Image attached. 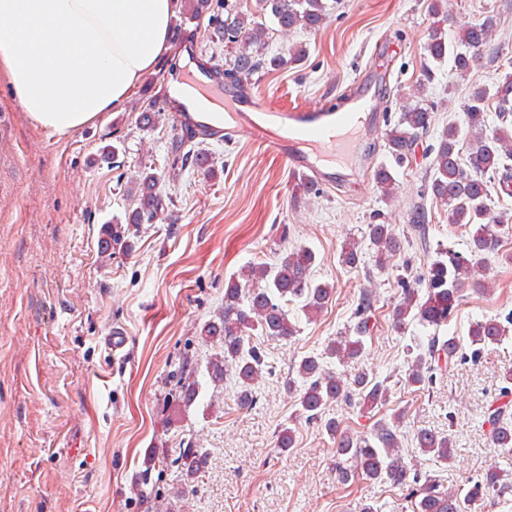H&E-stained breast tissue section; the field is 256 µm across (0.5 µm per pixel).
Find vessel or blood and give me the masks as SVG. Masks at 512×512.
<instances>
[{"mask_svg": "<svg viewBox=\"0 0 512 512\" xmlns=\"http://www.w3.org/2000/svg\"><path fill=\"white\" fill-rule=\"evenodd\" d=\"M198 91L223 104V112L202 109L194 98ZM381 104V99L368 96L356 81L337 101L313 107L277 106L248 79L226 92L219 69L201 60L178 75L162 100L175 132L190 128L203 140L221 142L250 135L290 170L329 187L339 178L337 165L351 157L358 133Z\"/></svg>", "mask_w": 512, "mask_h": 512, "instance_id": "b4317fda", "label": "vessel or blood"}]
</instances>
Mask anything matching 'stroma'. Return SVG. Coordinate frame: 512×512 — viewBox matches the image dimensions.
Masks as SVG:
<instances>
[{
	"mask_svg": "<svg viewBox=\"0 0 512 512\" xmlns=\"http://www.w3.org/2000/svg\"><path fill=\"white\" fill-rule=\"evenodd\" d=\"M327 3L324 26L296 38L308 49L303 63L259 72L253 81L276 105L337 99L383 47L391 89L376 82L367 89L386 93L389 109L368 128L356 173L298 199L296 175L248 138L197 144L214 170L190 165L165 184L175 201L174 223L131 228V250H113L108 258L101 252L102 227L124 220L132 207L121 180L136 179L146 167L165 171L174 137L166 115L153 130H141V110L163 95L191 55L220 59L223 50H211L207 25H198L192 51L169 45L121 106L64 135L31 121L0 75V512H360L366 503L382 512H412L406 490L369 479L341 485L332 441L297 417L296 396L284 385L294 362L321 352L353 324L366 289L377 296L375 326L362 357L341 365L340 373L364 370L388 381L385 411H404L406 450H414L419 429L451 435V460L418 458L421 470L444 485L459 488L491 467H506L483 413L512 367V339L478 361L455 363L432 389L415 392L405 382L407 347L427 331L413 324L398 333L391 313L400 276L420 272L431 254L405 244L382 272L345 267L338 256L344 241L360 237L369 224L409 235L410 214L419 205L428 211L431 243L466 250L470 228L449 223L446 206L425 191L427 148L448 123H461L469 86L498 77L494 56H512V0H441L448 35H456L460 22L489 14L497 27L485 60L456 92L448 90L450 62L437 69L426 93L437 119L401 163L387 150L386 131L423 77L430 0ZM108 144L119 149L116 163L99 158ZM382 167L398 184L390 202L375 181ZM293 246L316 253L313 274L334 284L332 302L315 320L300 321L292 341L265 342L274 371L259 383L254 409L236 407L232 385H206L181 422L169 425L171 374L183 357L202 366L213 354L199 332L222 306L225 280ZM485 268L492 291L464 288L443 335L463 338L473 322L512 312V263L493 255ZM114 332L127 338L118 353L104 344ZM282 425L293 428L296 439L284 455L275 449ZM184 439L207 450L210 463L179 498L180 481L163 459ZM150 455L155 492L141 498L132 487Z\"/></svg>",
	"mask_w": 512,
	"mask_h": 512,
	"instance_id": "stroma-1",
	"label": "stroma"
}]
</instances>
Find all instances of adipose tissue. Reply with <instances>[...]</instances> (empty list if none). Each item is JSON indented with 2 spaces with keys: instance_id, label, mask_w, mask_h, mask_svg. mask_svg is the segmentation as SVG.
Wrapping results in <instances>:
<instances>
[{
  "instance_id": "1",
  "label": "adipose tissue",
  "mask_w": 512,
  "mask_h": 512,
  "mask_svg": "<svg viewBox=\"0 0 512 512\" xmlns=\"http://www.w3.org/2000/svg\"><path fill=\"white\" fill-rule=\"evenodd\" d=\"M172 14L173 0H0V71L34 123L70 133L155 68Z\"/></svg>"
}]
</instances>
